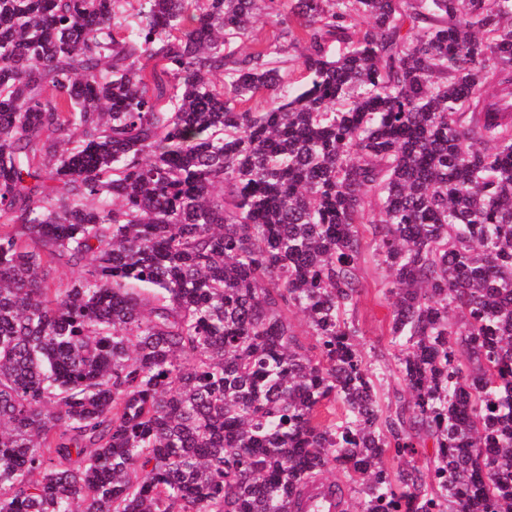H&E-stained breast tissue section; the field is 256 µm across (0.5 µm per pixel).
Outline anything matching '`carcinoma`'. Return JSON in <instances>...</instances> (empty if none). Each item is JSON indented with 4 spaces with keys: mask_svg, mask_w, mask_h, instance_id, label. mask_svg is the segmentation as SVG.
<instances>
[{
    "mask_svg": "<svg viewBox=\"0 0 512 512\" xmlns=\"http://www.w3.org/2000/svg\"><path fill=\"white\" fill-rule=\"evenodd\" d=\"M257 2L0 0V512H512V0ZM280 25L276 22V18L268 16L265 10L257 11L254 19L253 28L251 29L248 40L239 43V50L248 51L253 45L252 40H259L268 45L272 51V57L278 62L282 68L294 69V78L302 80L303 70L299 67V54L304 51V44L289 45L287 39L279 38ZM382 273L381 270H376L369 259L367 263L363 264V275L367 289L354 313V318L363 332V335L359 337L361 350L366 361L375 367L379 365L388 366L381 387L384 402L387 404V397L390 396L393 399L394 392L396 389L401 390L402 384L396 373V361L388 342L387 303L377 295L376 290ZM308 512H341L345 510V502L336 501L326 491H316L306 501Z\"/></svg>",
    "mask_w": 512,
    "mask_h": 512,
    "instance_id": "cac0c4a2",
    "label": "carcinoma"
}]
</instances>
